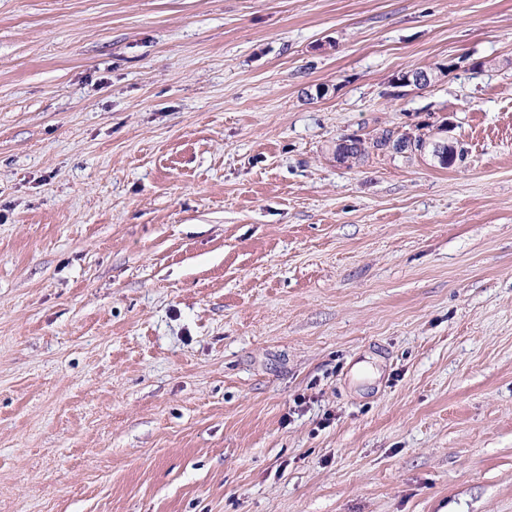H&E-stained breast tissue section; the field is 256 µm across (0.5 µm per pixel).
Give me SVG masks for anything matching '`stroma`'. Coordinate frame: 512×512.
<instances>
[{"label":"stroma","instance_id":"obj_1","mask_svg":"<svg viewBox=\"0 0 512 512\" xmlns=\"http://www.w3.org/2000/svg\"><path fill=\"white\" fill-rule=\"evenodd\" d=\"M0 512H512V0H0Z\"/></svg>","mask_w":512,"mask_h":512}]
</instances>
